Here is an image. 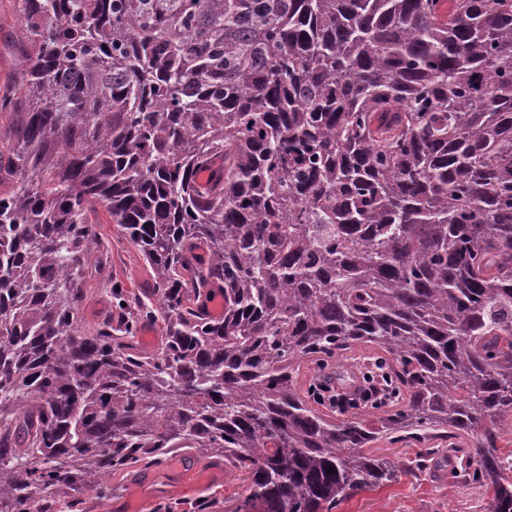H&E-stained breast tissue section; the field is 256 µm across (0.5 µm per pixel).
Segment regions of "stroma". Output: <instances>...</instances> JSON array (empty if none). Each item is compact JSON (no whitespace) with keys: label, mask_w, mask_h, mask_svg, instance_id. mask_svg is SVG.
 <instances>
[{"label":"stroma","mask_w":512,"mask_h":512,"mask_svg":"<svg viewBox=\"0 0 512 512\" xmlns=\"http://www.w3.org/2000/svg\"><path fill=\"white\" fill-rule=\"evenodd\" d=\"M19 15L15 0H0V87L9 84L24 60L16 46ZM109 250L100 270L87 278L80 316L85 328H92L119 311L106 282L146 292L153 286L152 274L138 250L122 237L115 225L102 227ZM378 454L406 462L400 477L389 484L367 488L342 501L333 512H483L490 489L449 479L447 467L438 465L420 473L410 468L413 447L381 440ZM247 474L206 458L172 455L161 467L137 470L112 479V495L104 498L86 494L82 512H153L158 504L174 512H188L205 498L214 502V512H235L250 494Z\"/></svg>","instance_id":"obj_1"}]
</instances>
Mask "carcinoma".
<instances>
[{
    "label": "carcinoma",
    "instance_id": "obj_1",
    "mask_svg": "<svg viewBox=\"0 0 512 512\" xmlns=\"http://www.w3.org/2000/svg\"><path fill=\"white\" fill-rule=\"evenodd\" d=\"M450 2L18 0L0 512H77L175 453L248 474L244 512H331L397 479L381 439L512 512V0ZM99 211L154 288L111 286L121 317L87 334ZM356 347L389 408L330 415L300 368ZM150 332L151 336L145 335ZM150 335L149 333H147ZM139 346L144 350L153 351L157 349L163 341V333L160 325L150 318H143L139 323L137 332ZM373 448H377L376 452L380 455L404 461V463L408 464V461L414 458L416 447H410V445L403 443L391 444L387 440H381L376 442Z\"/></svg>",
    "mask_w": 512,
    "mask_h": 512
}]
</instances>
